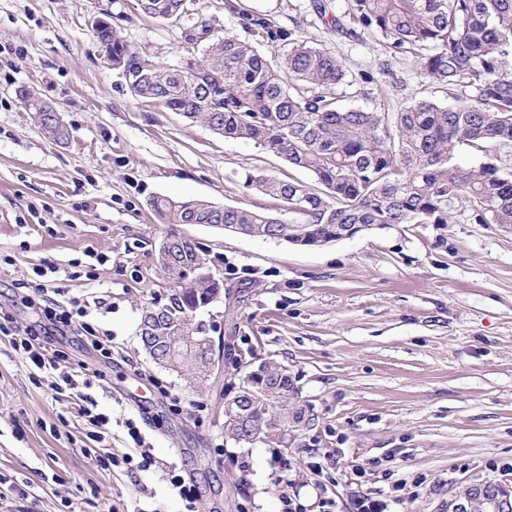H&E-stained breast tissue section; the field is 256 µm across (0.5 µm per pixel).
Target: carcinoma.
Returning a JSON list of instances; mask_svg holds the SVG:
<instances>
[{"label":"carcinoma","instance_id":"1","mask_svg":"<svg viewBox=\"0 0 512 512\" xmlns=\"http://www.w3.org/2000/svg\"><path fill=\"white\" fill-rule=\"evenodd\" d=\"M187 5L139 0V12L176 21ZM313 10L333 32L373 35L390 52L412 57L423 78L448 89L455 104L421 97L392 113L345 106L337 88L354 82L336 54L242 0H224L238 32L219 35L207 20L182 27L188 55L169 67L123 39L110 13L94 19L95 41L134 97L160 102L224 138L251 142L314 177L312 185L245 175V188L275 198L299 222L155 196L149 205L160 223L209 224L319 246L341 239L354 224H446L463 201L481 224L512 225V173L494 162L473 169L456 162L462 147L512 144V0H349L340 15L330 0H313ZM20 98L48 138L70 137L50 103L27 89ZM161 245L157 262L177 289L143 311L141 343L166 369L205 382L207 349L179 337L209 335L213 326L194 313L224 296V282L198 274L211 259L195 239L172 232ZM236 407L235 396L224 395V436L235 443Z\"/></svg>","mask_w":512,"mask_h":512}]
</instances>
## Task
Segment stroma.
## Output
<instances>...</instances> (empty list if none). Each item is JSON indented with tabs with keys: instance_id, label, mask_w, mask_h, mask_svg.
<instances>
[{
	"instance_id": "stroma-1",
	"label": "stroma",
	"mask_w": 512,
	"mask_h": 512,
	"mask_svg": "<svg viewBox=\"0 0 512 512\" xmlns=\"http://www.w3.org/2000/svg\"><path fill=\"white\" fill-rule=\"evenodd\" d=\"M341 58L350 78L386 70L387 98L346 88L344 104L397 112L426 96L453 97L413 61L374 37L345 39L314 15L312 0H243ZM110 12L125 39L170 66L186 51L181 25L132 10L129 0H0V307L20 327L44 321L16 283L37 266L59 270L60 300L98 299L94 321L112 338L106 363L76 338L54 337L61 370L98 371L92 391L112 416L113 456L130 453L124 422L135 396L152 399L142 429L156 459L194 477L187 506L158 469L104 468L79 427L25 360L0 341V477L17 490L0 512H354L361 494L391 512H448L467 486H512V226L478 223L456 203L446 224H389L319 247L262 239L207 224L179 230L209 251L223 301L203 311L221 334V367L190 384L156 365L139 338L144 307L173 284L156 256L168 225L155 196L206 199L274 214V198L244 189L245 173L310 181L307 171L251 143L133 97L91 35ZM54 105L68 143L44 137L20 88ZM36 208L33 222L16 218ZM108 261L88 276L85 248ZM286 366L309 422L285 440L224 437V394L249 364ZM165 387L176 408L158 402Z\"/></svg>"
}]
</instances>
